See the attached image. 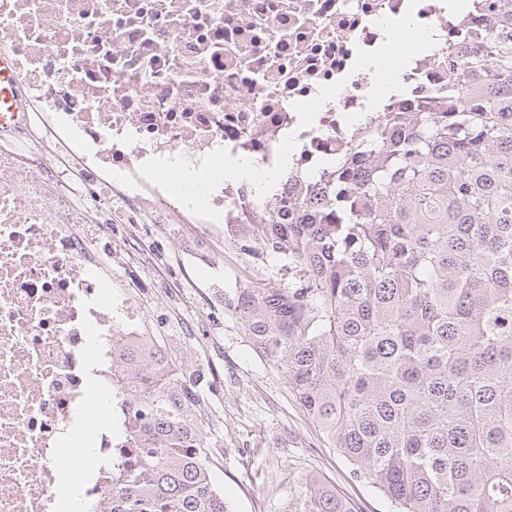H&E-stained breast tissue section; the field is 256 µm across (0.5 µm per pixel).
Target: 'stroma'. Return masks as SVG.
I'll return each mask as SVG.
<instances>
[{
  "label": "stroma",
  "instance_id": "1",
  "mask_svg": "<svg viewBox=\"0 0 512 512\" xmlns=\"http://www.w3.org/2000/svg\"><path fill=\"white\" fill-rule=\"evenodd\" d=\"M164 260L156 264L113 232L114 264L132 263L138 277L123 283L137 299L151 335L162 337L201 401L213 445L211 472L232 512H287L299 480L310 474L333 484L356 512H394L390 501L356 479L304 414L282 372L253 350L241 323L225 313L224 295L237 267L224 257V228L207 237L187 224H159Z\"/></svg>",
  "mask_w": 512,
  "mask_h": 512
}]
</instances>
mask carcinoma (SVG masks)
I'll return each instance as SVG.
<instances>
[{"label":"carcinoma","mask_w":512,"mask_h":512,"mask_svg":"<svg viewBox=\"0 0 512 512\" xmlns=\"http://www.w3.org/2000/svg\"><path fill=\"white\" fill-rule=\"evenodd\" d=\"M450 84L392 112L282 218L226 224L230 314L396 512H512V8ZM464 75V80L457 76ZM130 397L110 512H230L199 398L154 336L112 337ZM289 512H355L307 475Z\"/></svg>","instance_id":"carcinoma-1"}]
</instances>
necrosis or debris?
Segmentation results:
<instances>
[{
  "label": "necrosis or debris",
  "instance_id": "obj_1",
  "mask_svg": "<svg viewBox=\"0 0 512 512\" xmlns=\"http://www.w3.org/2000/svg\"><path fill=\"white\" fill-rule=\"evenodd\" d=\"M490 32L488 12L458 0H0L27 101L0 126V512H104L125 464L112 339L145 321L101 238L78 230L108 214L102 178L137 234L258 223L352 152L365 113L407 110L406 90L378 93L369 58L427 94L448 84L441 46L482 50ZM70 145L82 174L65 188L54 158ZM240 156L291 176L259 194L217 172ZM186 171L195 186L167 179Z\"/></svg>",
  "mask_w": 512,
  "mask_h": 512
}]
</instances>
